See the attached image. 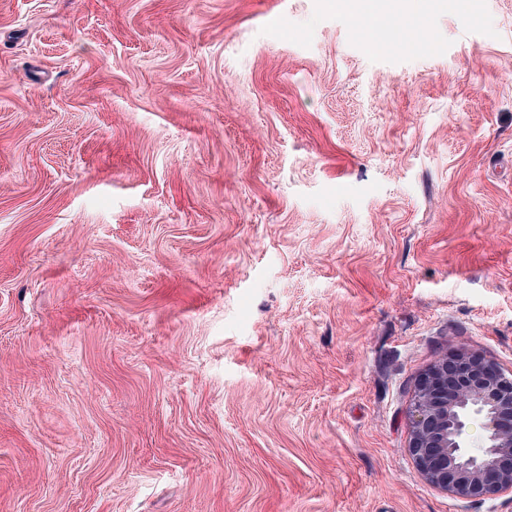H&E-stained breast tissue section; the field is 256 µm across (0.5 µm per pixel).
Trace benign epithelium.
Returning <instances> with one entry per match:
<instances>
[{"instance_id":"7a95c632","label":"benign epithelium","mask_w":512,"mask_h":512,"mask_svg":"<svg viewBox=\"0 0 512 512\" xmlns=\"http://www.w3.org/2000/svg\"><path fill=\"white\" fill-rule=\"evenodd\" d=\"M474 416L483 428L475 454L465 443ZM408 434L417 469L448 496L512 495V371L475 350L448 352L416 380Z\"/></svg>"}]
</instances>
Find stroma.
Wrapping results in <instances>:
<instances>
[{"label":"stroma","mask_w":512,"mask_h":512,"mask_svg":"<svg viewBox=\"0 0 512 512\" xmlns=\"http://www.w3.org/2000/svg\"><path fill=\"white\" fill-rule=\"evenodd\" d=\"M406 24L0 0V512H512L407 451L512 370V0Z\"/></svg>","instance_id":"obj_1"}]
</instances>
